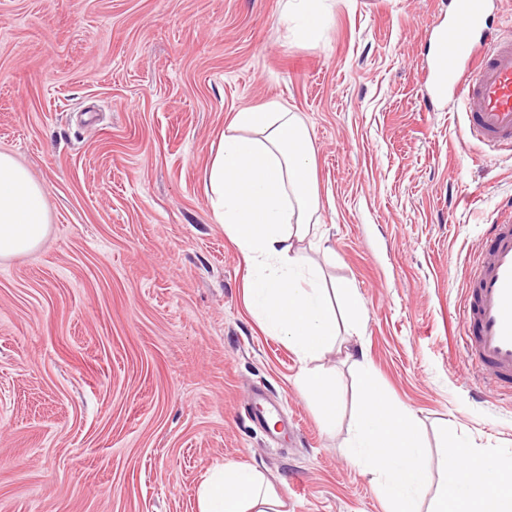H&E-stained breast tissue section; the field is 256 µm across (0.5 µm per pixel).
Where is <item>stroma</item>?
<instances>
[{
  "label": "stroma",
  "mask_w": 512,
  "mask_h": 512,
  "mask_svg": "<svg viewBox=\"0 0 512 512\" xmlns=\"http://www.w3.org/2000/svg\"><path fill=\"white\" fill-rule=\"evenodd\" d=\"M284 0H0V152L40 182L50 231L0 260V512H197L206 472L258 466L288 512H385L346 444L363 348L417 416L432 470L446 441L512 458V393L459 348L464 281L512 203V150L458 153L455 98L425 96L452 0H324L322 41ZM302 118L327 241L299 245L366 316L314 368L245 304L246 268L205 172L234 112ZM279 404L255 424V390ZM298 383L301 391L319 409L323 421L335 426L339 411L335 381L318 369H307L299 376Z\"/></svg>",
  "instance_id": "1"
}]
</instances>
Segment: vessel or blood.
<instances>
[{"instance_id": "obj_1", "label": "vessel or blood", "mask_w": 512, "mask_h": 512, "mask_svg": "<svg viewBox=\"0 0 512 512\" xmlns=\"http://www.w3.org/2000/svg\"><path fill=\"white\" fill-rule=\"evenodd\" d=\"M428 95L461 103L460 152L472 141L512 149V31L489 32L486 0H455L437 25ZM461 312L468 365L488 386L512 391V210L489 225Z\"/></svg>"}]
</instances>
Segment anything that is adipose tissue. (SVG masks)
Masks as SVG:
<instances>
[{"mask_svg":"<svg viewBox=\"0 0 512 512\" xmlns=\"http://www.w3.org/2000/svg\"><path fill=\"white\" fill-rule=\"evenodd\" d=\"M318 2L285 0L284 5L286 19L311 42L325 35ZM313 168L303 120L286 106L270 103L233 114L207 170L214 219L223 224L248 269V312L304 361L335 345L334 301L349 310L350 330H357L364 314L355 288L347 283L323 288L320 270L305 265L294 248L318 231L313 218L321 201ZM48 223L42 184L11 154L0 152V258L39 248ZM346 358L360 378L348 456L372 474L387 512H422L420 492L433 481L438 491L430 512H512V461L490 470L477 449L455 442L444 447V463L432 473L417 417L386 397L364 352L350 351ZM298 383L324 422L335 425L334 380L308 369ZM197 507L198 512H283L284 503L259 468L228 462L206 473Z\"/></svg>","mask_w":512,"mask_h":512,"instance_id":"adipose-tissue-1","label":"adipose tissue"}]
</instances>
